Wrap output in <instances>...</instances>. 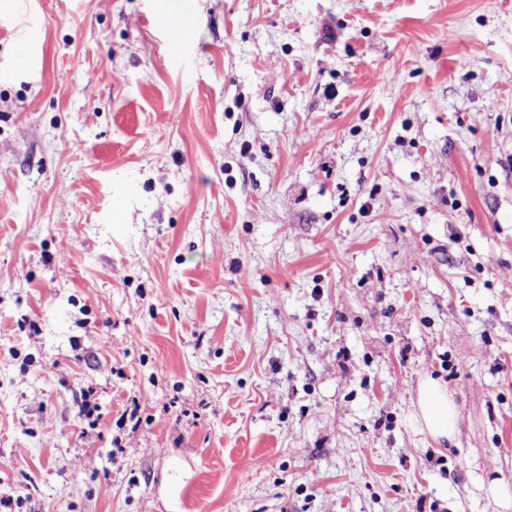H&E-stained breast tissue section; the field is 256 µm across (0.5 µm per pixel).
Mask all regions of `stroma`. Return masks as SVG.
<instances>
[{
    "mask_svg": "<svg viewBox=\"0 0 512 512\" xmlns=\"http://www.w3.org/2000/svg\"><path fill=\"white\" fill-rule=\"evenodd\" d=\"M163 2L0 37V512H512V0ZM161 25L167 35V41L174 48L168 62L175 66L185 65L184 50L192 44V17L181 7L174 5L162 18ZM20 42L19 51L14 59V64L28 69H35L38 64L37 43L39 30L36 24L29 22L25 33L17 38ZM417 404L430 435L436 440H450L454 432L457 411L448 389L437 381L428 379L419 388Z\"/></svg>",
    "mask_w": 512,
    "mask_h": 512,
    "instance_id": "1",
    "label": "stroma"
}]
</instances>
